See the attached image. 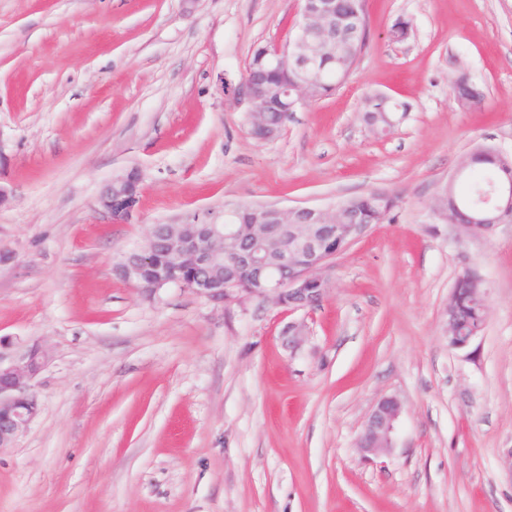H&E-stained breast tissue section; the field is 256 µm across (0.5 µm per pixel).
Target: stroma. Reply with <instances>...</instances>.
<instances>
[{
    "instance_id": "1",
    "label": "stroma",
    "mask_w": 512,
    "mask_h": 512,
    "mask_svg": "<svg viewBox=\"0 0 512 512\" xmlns=\"http://www.w3.org/2000/svg\"><path fill=\"white\" fill-rule=\"evenodd\" d=\"M366 8L349 77L258 141L238 90L300 0H0V355L49 353L38 416L0 450V512H512V224L471 237L429 211L475 148L512 153V0ZM373 93L410 106L389 134L360 119ZM132 170L138 211L111 223L99 196ZM371 191L399 197L393 219L336 255L293 348L272 300L148 294L115 270L153 224ZM467 268L488 316L453 349ZM386 396L394 446L367 459ZM487 295V284L475 270L467 269L457 277L444 310V332L450 348L463 349L478 336V330H468L461 319V299L468 298L482 311L483 316L478 308L466 305L464 315V322L480 326L482 331L488 313ZM400 413L401 403L396 397H384L373 406L358 439V447L365 457L390 450Z\"/></svg>"
}]
</instances>
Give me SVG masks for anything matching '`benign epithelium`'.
Returning <instances> with one entry per match:
<instances>
[{"label": "benign epithelium", "instance_id": "benign-epithelium-1", "mask_svg": "<svg viewBox=\"0 0 512 512\" xmlns=\"http://www.w3.org/2000/svg\"><path fill=\"white\" fill-rule=\"evenodd\" d=\"M359 13L336 14L335 0H301L296 31L284 44L263 47L268 65L276 71L293 70L297 79L283 91L284 111L294 112L309 100V88L324 68L336 61V43L361 38ZM266 71L248 70L242 81L248 124L256 125L262 140L275 138L280 129L268 120ZM140 176L129 172L112 181L100 197V207L114 224H128L137 211ZM512 220V182L496 185L476 205L458 228L466 235H490L500 224ZM368 228L359 215L339 204L309 206H257L248 224H209L200 216L197 226L153 224L145 245L125 254L117 273L137 288L155 292L179 282L187 267L198 273L194 292L211 300H226L239 290L235 270H248L262 283L261 297L288 308V312H310L320 305L331 283L332 259L355 242ZM335 239L339 247L326 248ZM158 255L164 276L145 282L144 263ZM488 287L474 270L461 273L444 310V332L448 346L463 349L478 336L465 327L460 312L466 297L482 313H488ZM47 353L34 345L5 363L0 360V448L13 445L36 416L39 405L33 381L44 369ZM401 403L395 397L380 399L369 413L358 439L364 456L390 450Z\"/></svg>", "mask_w": 512, "mask_h": 512}]
</instances>
